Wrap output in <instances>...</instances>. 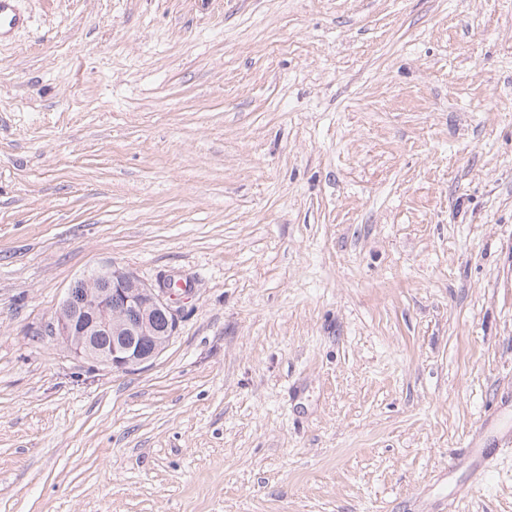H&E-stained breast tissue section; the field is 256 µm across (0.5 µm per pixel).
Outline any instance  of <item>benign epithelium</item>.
<instances>
[{
    "label": "benign epithelium",
    "mask_w": 512,
    "mask_h": 512,
    "mask_svg": "<svg viewBox=\"0 0 512 512\" xmlns=\"http://www.w3.org/2000/svg\"><path fill=\"white\" fill-rule=\"evenodd\" d=\"M179 285L147 283L107 262L67 289L52 315L53 333L79 359L128 372L155 359L178 330Z\"/></svg>",
    "instance_id": "1"
}]
</instances>
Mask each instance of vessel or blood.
<instances>
[{"instance_id": "1", "label": "vessel or blood", "mask_w": 512, "mask_h": 512, "mask_svg": "<svg viewBox=\"0 0 512 512\" xmlns=\"http://www.w3.org/2000/svg\"><path fill=\"white\" fill-rule=\"evenodd\" d=\"M23 23L24 17L17 11L15 0H0V38L9 35ZM508 411L511 410L507 406H500L482 421L467 447L458 456V466L466 468L472 476H480L504 447L512 445V427L501 421Z\"/></svg>"}]
</instances>
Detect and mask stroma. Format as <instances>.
<instances>
[{
  "label": "stroma",
  "instance_id": "stroma-1",
  "mask_svg": "<svg viewBox=\"0 0 512 512\" xmlns=\"http://www.w3.org/2000/svg\"><path fill=\"white\" fill-rule=\"evenodd\" d=\"M0 512H512V0H17ZM190 282L121 373L50 318ZM508 412L504 404L482 421L467 448L457 457V466L466 468L474 477L481 476L504 447L512 444V429L500 421Z\"/></svg>",
  "mask_w": 512,
  "mask_h": 512
}]
</instances>
